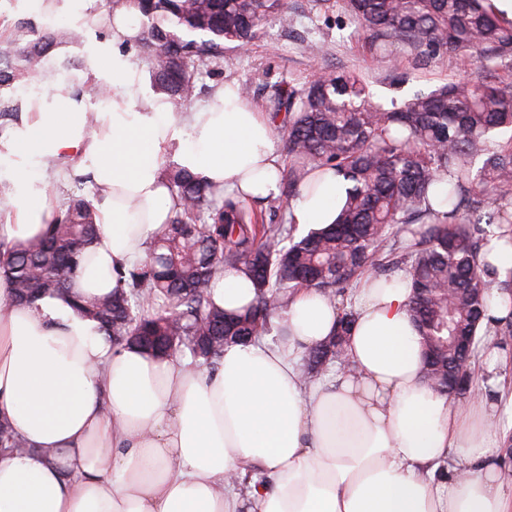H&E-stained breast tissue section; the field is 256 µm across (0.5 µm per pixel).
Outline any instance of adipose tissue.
Returning a JSON list of instances; mask_svg holds the SVG:
<instances>
[{
  "label": "adipose tissue",
  "instance_id": "ef3b65f1",
  "mask_svg": "<svg viewBox=\"0 0 512 512\" xmlns=\"http://www.w3.org/2000/svg\"><path fill=\"white\" fill-rule=\"evenodd\" d=\"M139 16L137 0L91 14L112 33L93 48L103 68L78 85L46 81L0 136L1 244L40 234L75 179L99 188L82 294L112 291L117 270L145 258L176 203L165 164L255 203L279 192V140L238 86L181 113L146 93L131 52ZM346 188L312 172L289 221L334 223ZM9 294L0 275V415L27 449L0 450V512H512L483 402L423 378L405 278L362 279L345 363L316 384L297 356L333 333L338 309L312 290L275 319L277 343L226 346L212 371L112 345L64 298L14 306ZM244 465L270 481L246 503L228 485Z\"/></svg>",
  "mask_w": 512,
  "mask_h": 512
}]
</instances>
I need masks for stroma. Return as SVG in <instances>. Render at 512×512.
<instances>
[{"label": "stroma", "instance_id": "obj_1", "mask_svg": "<svg viewBox=\"0 0 512 512\" xmlns=\"http://www.w3.org/2000/svg\"><path fill=\"white\" fill-rule=\"evenodd\" d=\"M109 0H59L52 13L38 11L28 0H0V40L20 23L37 28H64L72 33L67 42L54 46L43 69L28 87L0 88V109L17 108L25 92L41 91L47 76H60L80 82L97 67L93 45L110 39V31L89 25L85 16L101 12ZM289 23L268 19L248 49L225 43L220 64L200 66L196 75V97L205 99L218 85L235 82L250 85L249 98L263 111L272 108L276 85L285 81L303 85L318 71H350L360 74L374 101L391 106L402 103L419 91L434 89L448 80L470 76L472 67L455 59H426L405 45L393 47L389 59L380 58L366 36L355 34V25L343 8L342 0H286ZM475 373L478 393L490 411L495 440L512 433V339L497 348L495 358L477 355Z\"/></svg>", "mask_w": 512, "mask_h": 512}]
</instances>
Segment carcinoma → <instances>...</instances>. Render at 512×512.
I'll return each mask as SVG.
<instances>
[{"instance_id":"carcinoma-1","label":"carcinoma","mask_w":512,"mask_h":512,"mask_svg":"<svg viewBox=\"0 0 512 512\" xmlns=\"http://www.w3.org/2000/svg\"><path fill=\"white\" fill-rule=\"evenodd\" d=\"M356 31L386 45L402 41L429 57L478 64V77L419 92L391 110L374 104L354 73L320 74L301 87H275L270 119L282 134L280 185L298 193L309 171L329 168L349 182L335 223L299 237L292 224H266L234 194L185 170L167 175L180 202L148 246L146 259L120 273L104 296L73 297L78 314L99 322L114 345L157 356L179 355L211 370L228 344L264 338L298 290L345 296L359 276L403 272L409 312L421 331L426 377L449 397L470 392L472 360L492 336H512V267L489 257L512 246V90L501 87L502 59L512 57V21L491 0H343ZM139 48L156 91L174 106L192 100L195 70L224 58V42L251 44L270 16L288 21L285 0H151L140 3ZM58 35L22 26L0 42V88L22 87ZM448 181V209L432 208L435 183ZM100 233L92 200L68 194L46 231L4 248L0 265L10 301L32 304L67 295L87 248ZM226 270L252 279L256 300L230 313L213 299ZM497 295L507 316L489 315ZM354 321L341 309L333 336L303 351L300 368L315 382L344 354ZM26 442L0 417V448ZM267 485L247 470L239 491Z\"/></svg>"}]
</instances>
